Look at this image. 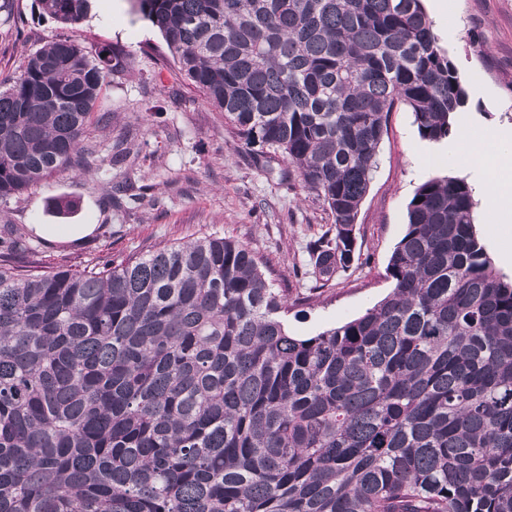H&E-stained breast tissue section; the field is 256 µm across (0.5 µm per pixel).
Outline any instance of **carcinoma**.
Listing matches in <instances>:
<instances>
[{"label": "carcinoma", "instance_id": "obj_1", "mask_svg": "<svg viewBox=\"0 0 512 512\" xmlns=\"http://www.w3.org/2000/svg\"><path fill=\"white\" fill-rule=\"evenodd\" d=\"M75 27L91 0H38ZM256 159L332 217L314 288L350 268L395 107L459 134L468 96L423 0H138ZM110 45L48 42L0 89V203L68 168ZM359 317L288 331L247 243L204 237L81 270L0 262V512H512V278L469 183L416 189Z\"/></svg>", "mask_w": 512, "mask_h": 512}]
</instances>
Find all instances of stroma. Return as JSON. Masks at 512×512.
Instances as JSON below:
<instances>
[{
	"label": "stroma",
	"instance_id": "35a3bbf8",
	"mask_svg": "<svg viewBox=\"0 0 512 512\" xmlns=\"http://www.w3.org/2000/svg\"><path fill=\"white\" fill-rule=\"evenodd\" d=\"M93 0L74 28L44 13L37 0L0 5V82L49 41L71 36L87 46L109 44L125 54L124 71L110 75L91 117L83 144L94 150L91 172L59 171L37 186L0 203V229L18 228L16 261L80 269L108 259L139 257L173 243L204 236L249 244L267 264L266 277L297 298L290 331L313 336L354 319L386 296L393 283L386 267L407 223V206L429 177L470 178L467 165L448 153L447 143L422 140L412 113L398 106L378 150V165L356 221L357 249L351 268L331 288L315 289L306 269L308 246L331 226L322 201L298 179L255 164L222 112L193 87L168 53L156 26L135 0ZM441 43L468 93L460 115L462 134L487 133V155L512 149V0H423ZM130 136L143 150L128 169L135 186L149 185L140 203L115 206L109 198L117 169V140ZM76 200L61 214L57 198ZM477 232L502 274L512 277V221H488V199L475 192ZM52 224L54 235L39 233ZM91 225L76 237L69 227Z\"/></svg>",
	"mask_w": 512,
	"mask_h": 512
}]
</instances>
